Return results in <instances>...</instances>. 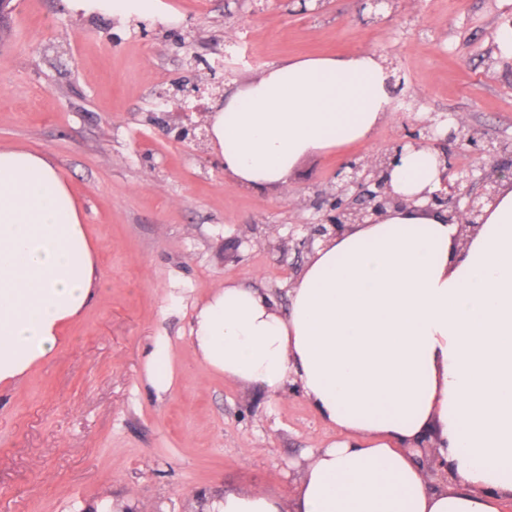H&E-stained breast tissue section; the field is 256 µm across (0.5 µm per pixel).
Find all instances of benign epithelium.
Wrapping results in <instances>:
<instances>
[{"mask_svg":"<svg viewBox=\"0 0 512 512\" xmlns=\"http://www.w3.org/2000/svg\"><path fill=\"white\" fill-rule=\"evenodd\" d=\"M406 139L395 146L362 159L353 158L336 173V183L324 193L313 208L321 217L305 225L307 235L293 240L299 254H313L314 241L326 242L339 237L356 224H372L387 214L390 208L410 205L420 198L427 199L426 209L448 213V222L459 224V237H467L483 223V209L492 203L503 182H512V164L499 162L505 148L491 140L485 142L474 132L466 133L463 125L443 116L412 123ZM478 141L470 150L474 164L458 168L448 154V145L455 142ZM433 145L440 161V187L412 199L394 193L390 175L409 146L413 149Z\"/></svg>","mask_w":512,"mask_h":512,"instance_id":"7a95c632","label":"benign epithelium"}]
</instances>
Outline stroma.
Returning <instances> with one entry per match:
<instances>
[{
    "label": "stroma",
    "mask_w": 512,
    "mask_h": 512,
    "mask_svg": "<svg viewBox=\"0 0 512 512\" xmlns=\"http://www.w3.org/2000/svg\"><path fill=\"white\" fill-rule=\"evenodd\" d=\"M169 22L86 16L66 0H11L0 29V147L44 153L75 192L99 255L101 297L52 357L0 390V512H198L206 497L289 498L336 431L301 391L277 399L224 379L190 339L196 306L244 282L288 306L306 256L288 250L341 164L398 140L407 116L446 113L508 146L512 0H160ZM242 44L227 61L224 47ZM376 51L404 88L369 142L303 159L281 187L247 188L209 140L165 134L180 102L208 112L272 66ZM198 83L202 99L184 98ZM167 344L156 393L146 353ZM148 383L157 392H166L172 386V367L169 348L158 343L148 356L146 363Z\"/></svg>",
    "instance_id": "1"
}]
</instances>
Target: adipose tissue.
<instances>
[{
  "mask_svg": "<svg viewBox=\"0 0 512 512\" xmlns=\"http://www.w3.org/2000/svg\"><path fill=\"white\" fill-rule=\"evenodd\" d=\"M72 11L147 17L158 0H68ZM380 55L309 57L269 68L209 113L207 136L242 186L287 182L298 163L369 141L390 114ZM394 191L440 185L436 152L407 150ZM458 228L421 204L316 248L290 306L227 283L197 307L191 340L224 378L278 397L299 385L339 434L293 498L226 492L213 512H503L512 501V185ZM102 288L79 202L55 163L0 148V386L47 360ZM432 430L444 476L407 445Z\"/></svg>",
  "mask_w": 512,
  "mask_h": 512,
  "instance_id": "adipose-tissue-1",
  "label": "adipose tissue"
}]
</instances>
